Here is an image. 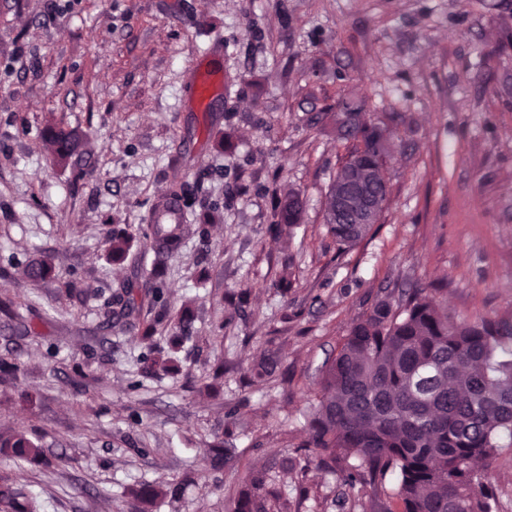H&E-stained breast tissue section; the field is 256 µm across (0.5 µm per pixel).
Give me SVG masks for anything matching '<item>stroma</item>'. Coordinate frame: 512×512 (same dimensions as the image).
Instances as JSON below:
<instances>
[{
    "label": "stroma",
    "instance_id": "1",
    "mask_svg": "<svg viewBox=\"0 0 512 512\" xmlns=\"http://www.w3.org/2000/svg\"><path fill=\"white\" fill-rule=\"evenodd\" d=\"M203 61L224 75L207 105ZM350 96L396 147L379 223L341 251L324 213L345 149L324 115ZM50 125L89 137L90 177L50 161ZM198 177L194 211L221 219L166 259L164 286L197 319L179 372L149 375L138 313L101 327L136 277L105 239ZM283 188L304 202L290 240L269 231ZM42 256L40 284L0 273V353L19 367L0 377V424L36 430L53 461L0 453V475L41 512H131L130 485L188 470L197 482L155 512H225L210 486L238 477L212 470L216 441L269 470L291 512H383L390 484L349 493L308 463L304 416L377 297L435 286L458 320L512 311V0H0V270ZM270 350L287 378L248 384Z\"/></svg>",
    "mask_w": 512,
    "mask_h": 512
}]
</instances>
